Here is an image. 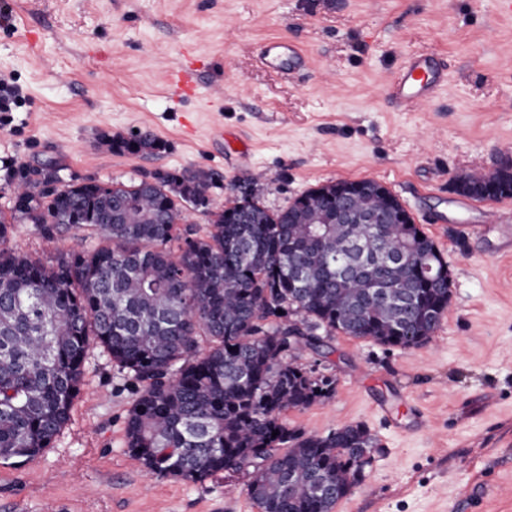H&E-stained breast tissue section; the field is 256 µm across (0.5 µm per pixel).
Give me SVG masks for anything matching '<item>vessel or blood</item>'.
<instances>
[{"instance_id": "vessel-or-blood-1", "label": "vessel or blood", "mask_w": 512, "mask_h": 512, "mask_svg": "<svg viewBox=\"0 0 512 512\" xmlns=\"http://www.w3.org/2000/svg\"><path fill=\"white\" fill-rule=\"evenodd\" d=\"M261 62L284 76H293L309 63L307 51L300 45L279 37L264 44ZM446 82V71L436 55L421 52L409 56L388 81L386 97L400 110L407 111L424 104L436 95Z\"/></svg>"}]
</instances>
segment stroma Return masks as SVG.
I'll use <instances>...</instances> for the list:
<instances>
[{
	"mask_svg": "<svg viewBox=\"0 0 512 512\" xmlns=\"http://www.w3.org/2000/svg\"><path fill=\"white\" fill-rule=\"evenodd\" d=\"M501 0H0V212L10 167L127 182L157 170L215 173L217 204L254 183L276 211L336 180L384 185L441 250L452 295L431 342L401 349L336 335L296 361L334 393L286 411L288 428L366 426L362 481L333 512H512V237L477 232L508 200L455 180L512 162V14ZM306 48L292 78L262 69L267 38ZM439 55L448 81L410 112L384 95L408 55ZM188 68L196 94H171ZM151 131L167 148L118 154L103 134ZM248 144L240 154L236 141ZM96 238L45 241L14 224L7 247L51 261ZM141 386L98 347L60 434L38 456L0 461V512H260L247 472L202 482L148 472L124 444ZM391 407L394 417L376 410ZM420 417L424 430L410 429Z\"/></svg>",
	"mask_w": 512,
	"mask_h": 512,
	"instance_id": "stroma-1",
	"label": "stroma"
}]
</instances>
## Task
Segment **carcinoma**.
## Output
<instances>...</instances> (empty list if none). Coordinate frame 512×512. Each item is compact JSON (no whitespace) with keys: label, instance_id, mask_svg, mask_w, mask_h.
<instances>
[{"label":"carcinoma","instance_id":"obj_1","mask_svg":"<svg viewBox=\"0 0 512 512\" xmlns=\"http://www.w3.org/2000/svg\"><path fill=\"white\" fill-rule=\"evenodd\" d=\"M102 144L118 154L166 149L150 131L105 135ZM213 181L204 169L107 186L65 183L52 163L11 170L1 243L20 223L47 240L64 229L90 231L104 245L50 263L0 248V461L50 446L96 344L142 384L125 443L150 472L202 482L251 467L246 491L260 512H331L359 481L375 445L364 425L318 435L284 422L285 411L329 397L336 384L288 353L316 350L337 333L404 349L429 342L451 280L433 282L426 270L448 263L379 195L361 194L355 206L388 211L385 223H337L333 186L276 212L247 191L224 207L210 199L207 234L180 229ZM455 190L476 200L512 197V170L465 174ZM400 254L412 259L385 262Z\"/></svg>","mask_w":512,"mask_h":512}]
</instances>
